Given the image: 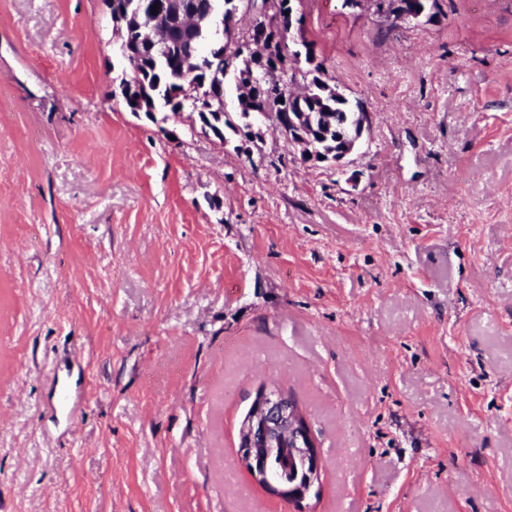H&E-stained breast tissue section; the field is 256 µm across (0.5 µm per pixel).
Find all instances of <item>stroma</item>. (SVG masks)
I'll return each mask as SVG.
<instances>
[{
	"instance_id": "stroma-1",
	"label": "stroma",
	"mask_w": 512,
	"mask_h": 512,
	"mask_svg": "<svg viewBox=\"0 0 512 512\" xmlns=\"http://www.w3.org/2000/svg\"><path fill=\"white\" fill-rule=\"evenodd\" d=\"M298 9L341 171L128 112L101 0H0V512H512V0ZM263 387L301 511L237 456ZM270 391L264 389L253 402L237 453L245 469L250 467L255 477L272 490L268 493L288 503L301 504L311 487L318 485L320 452L306 417L303 419L298 414L286 396ZM283 449L288 450L297 468L301 469L302 481L297 477L284 479L268 472V460L274 456L269 461V468L283 473L284 459L277 455Z\"/></svg>"
}]
</instances>
